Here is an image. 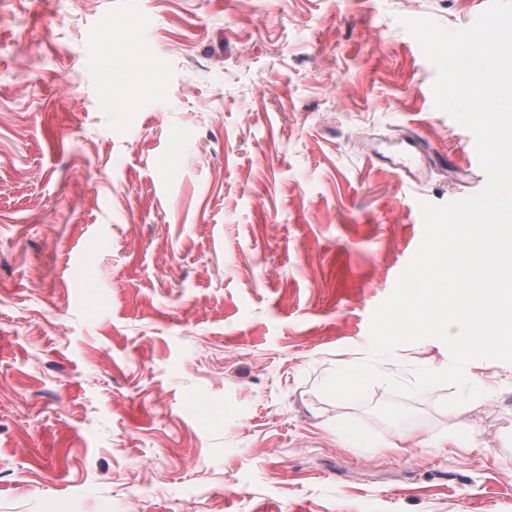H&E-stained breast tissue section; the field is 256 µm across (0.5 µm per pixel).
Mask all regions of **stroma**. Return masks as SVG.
<instances>
[{
    "label": "stroma",
    "instance_id": "35a3bbf8",
    "mask_svg": "<svg viewBox=\"0 0 512 512\" xmlns=\"http://www.w3.org/2000/svg\"><path fill=\"white\" fill-rule=\"evenodd\" d=\"M488 2L0 0V512H512V364L453 409L320 391L420 202L486 183L403 22ZM400 132L455 171L400 179Z\"/></svg>",
    "mask_w": 512,
    "mask_h": 512
}]
</instances>
